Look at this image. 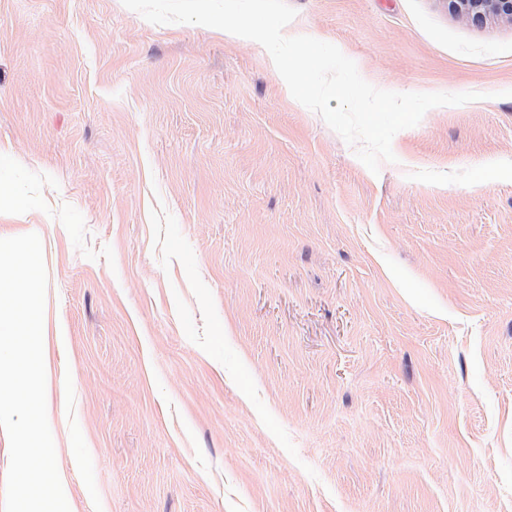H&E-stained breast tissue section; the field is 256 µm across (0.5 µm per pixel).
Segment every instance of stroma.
<instances>
[{
	"mask_svg": "<svg viewBox=\"0 0 512 512\" xmlns=\"http://www.w3.org/2000/svg\"><path fill=\"white\" fill-rule=\"evenodd\" d=\"M435 107L370 172L259 43L0 0V228L61 331L81 512H512V20L287 0Z\"/></svg>",
	"mask_w": 512,
	"mask_h": 512,
	"instance_id": "obj_1",
	"label": "stroma"
}]
</instances>
